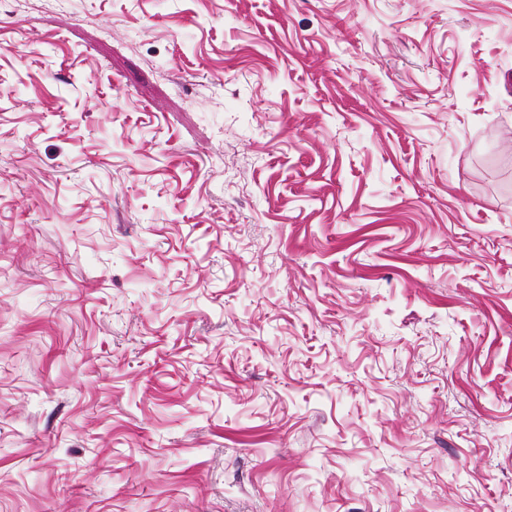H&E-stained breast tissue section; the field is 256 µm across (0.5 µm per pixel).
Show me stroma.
Returning <instances> with one entry per match:
<instances>
[{"mask_svg":"<svg viewBox=\"0 0 512 512\" xmlns=\"http://www.w3.org/2000/svg\"><path fill=\"white\" fill-rule=\"evenodd\" d=\"M512 0H0V512H512Z\"/></svg>","mask_w":512,"mask_h":512,"instance_id":"35a3bbf8","label":"stroma"}]
</instances>
